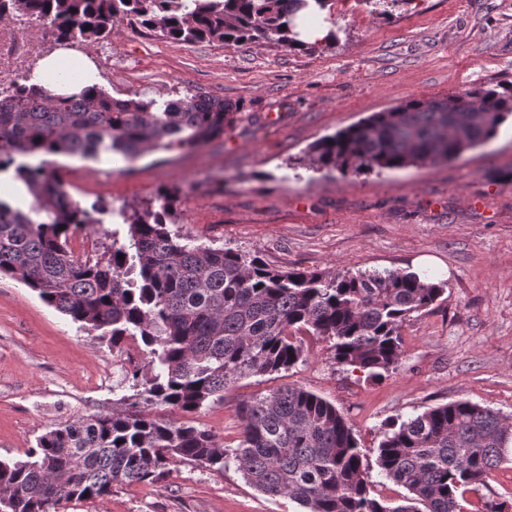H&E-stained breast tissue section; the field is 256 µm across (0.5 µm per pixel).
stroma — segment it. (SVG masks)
I'll return each mask as SVG.
<instances>
[{
	"label": "stroma",
	"mask_w": 512,
	"mask_h": 512,
	"mask_svg": "<svg viewBox=\"0 0 512 512\" xmlns=\"http://www.w3.org/2000/svg\"><path fill=\"white\" fill-rule=\"evenodd\" d=\"M316 21L337 35L316 52L184 45L116 24L84 51L103 89L160 102L186 91L224 99L238 107L234 124L197 149L153 151L131 164L105 153L46 162L63 168L77 199L116 211L178 190L174 232L259 252L277 268L409 270L421 256L443 265L444 295L407 320L403 355L384 378L338 366L329 341L307 334L292 369L240 380L193 416L231 449L244 402L296 385L344 415L372 465L389 422L433 405L468 400L512 419V119L447 163L344 176L302 159L323 136L406 100L512 80V0H412L390 17L362 0H335ZM141 358L140 343L112 346L0 276V460H25L56 424L111 411L132 395L127 371ZM466 498L512 503V447ZM299 509L257 491L231 462L220 472L180 463L164 479L64 501L58 512Z\"/></svg>",
	"instance_id": "35a3bbf8"
}]
</instances>
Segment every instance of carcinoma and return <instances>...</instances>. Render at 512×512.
<instances>
[{"label":"carcinoma","mask_w":512,"mask_h":512,"mask_svg":"<svg viewBox=\"0 0 512 512\" xmlns=\"http://www.w3.org/2000/svg\"><path fill=\"white\" fill-rule=\"evenodd\" d=\"M332 8L333 0H0V21L33 16L72 48L106 40L125 20L187 45L312 51L319 42L299 39L296 16ZM26 81L0 87V174L13 172L32 197L26 211L0 198V275L114 347L141 340L150 371L129 370L135 394L112 411L50 428L25 461L0 460V490L13 493L4 512L103 499L185 461L221 470L223 443L190 420L206 402L231 383L290 370L304 356L302 332L330 341L337 364L381 378L403 355L406 320L444 294L445 283L404 269L278 270L256 254L187 243L170 229L175 189L157 194L156 209H120L124 241L75 256L69 232L103 223L104 210L74 199L64 176L33 158L106 152L134 161L147 150L195 148L223 135L237 106L187 92L159 107L97 85L58 97ZM510 117L512 81L483 83L375 112L316 141L303 161L344 176L448 162L488 143ZM240 414L239 470L305 512H467L466 493L512 442L511 423L467 400L393 421L376 459L378 474L408 491L392 506L371 495L375 481L347 419L315 393L280 387Z\"/></svg>","instance_id":"carcinoma-1"}]
</instances>
